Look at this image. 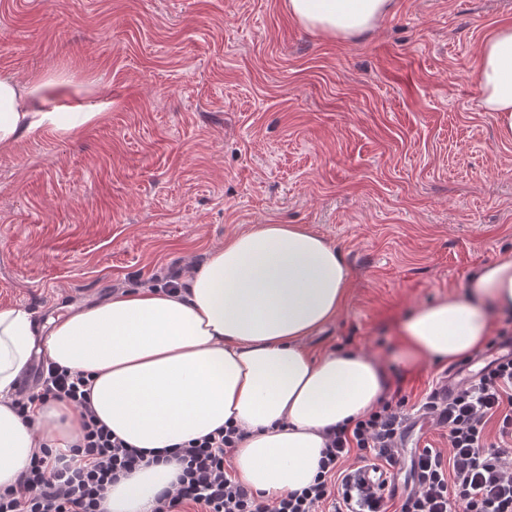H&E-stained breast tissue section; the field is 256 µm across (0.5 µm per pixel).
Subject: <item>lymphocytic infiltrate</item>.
<instances>
[{
	"label": "lymphocytic infiltrate",
	"mask_w": 512,
	"mask_h": 512,
	"mask_svg": "<svg viewBox=\"0 0 512 512\" xmlns=\"http://www.w3.org/2000/svg\"><path fill=\"white\" fill-rule=\"evenodd\" d=\"M89 384L88 376L40 361L34 386L14 401L18 412L26 416L36 405L67 401L83 418V434L75 447L41 449L16 485L0 489V512H99L112 482L140 466L139 450L96 418ZM408 402L394 393L331 428L313 484L271 498L224 467L226 454L243 438L237 428L182 444L173 455L180 466L177 485L156 496L152 512H512V452L503 444L512 439V359L494 362L448 399L435 391L427 395L421 408L446 429L448 449L415 455L413 490L398 497L339 476V465L353 453L395 465ZM492 421L498 424L496 443L487 439Z\"/></svg>",
	"instance_id": "1"
}]
</instances>
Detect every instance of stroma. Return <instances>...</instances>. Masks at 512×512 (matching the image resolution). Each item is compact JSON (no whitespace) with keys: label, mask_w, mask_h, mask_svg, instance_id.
I'll use <instances>...</instances> for the list:
<instances>
[{"label":"stroma","mask_w":512,"mask_h":512,"mask_svg":"<svg viewBox=\"0 0 512 512\" xmlns=\"http://www.w3.org/2000/svg\"><path fill=\"white\" fill-rule=\"evenodd\" d=\"M504 24L512 0H393L349 41L285 0H0V71L108 105L0 152V304L42 326L252 225L299 224L351 271L309 350H362L419 402L446 364L403 361L401 322L512 255V140L475 83ZM427 447L445 430L409 433L398 484Z\"/></svg>","instance_id":"obj_1"}]
</instances>
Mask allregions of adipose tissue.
Listing matches in <instances>:
<instances>
[{
  "label": "adipose tissue",
  "instance_id": "obj_1",
  "mask_svg": "<svg viewBox=\"0 0 512 512\" xmlns=\"http://www.w3.org/2000/svg\"><path fill=\"white\" fill-rule=\"evenodd\" d=\"M393 0H286L305 28L349 40L375 29ZM480 105L512 139V26L480 47ZM55 80L24 82L0 72V149L52 129L97 121L105 105L62 112ZM350 269L321 235L299 224H256L225 240L188 280L184 295L151 288L119 292L53 320L44 349L56 365L89 375L91 405L112 433L162 455L225 424L246 437L233 452L237 479L268 496L312 484L328 428L363 415L386 390L374 360L357 350L315 355L305 340L343 309ZM512 314V256L488 264L464 296L421 307L404 323L407 362H455L481 349L492 315ZM31 314L0 305V488L15 485L41 447L77 444L82 418L63 401L25 421L12 393L35 346ZM179 468L161 460L112 485L103 512H150Z\"/></svg>",
  "mask_w": 512,
  "mask_h": 512
}]
</instances>
